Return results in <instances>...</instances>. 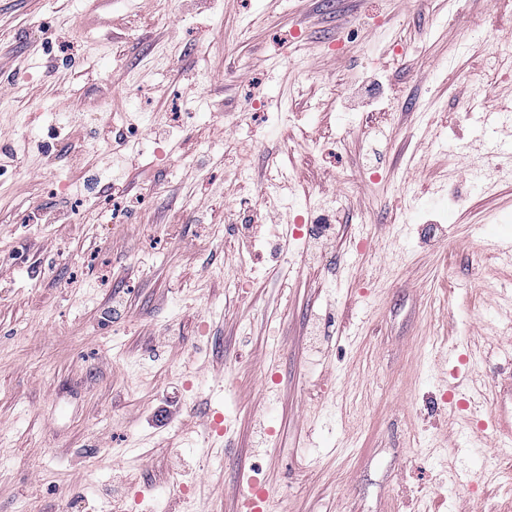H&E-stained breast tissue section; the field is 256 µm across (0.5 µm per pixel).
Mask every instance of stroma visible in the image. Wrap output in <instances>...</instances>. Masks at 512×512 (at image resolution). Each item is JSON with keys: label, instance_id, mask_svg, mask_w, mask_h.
<instances>
[{"label": "stroma", "instance_id": "obj_1", "mask_svg": "<svg viewBox=\"0 0 512 512\" xmlns=\"http://www.w3.org/2000/svg\"><path fill=\"white\" fill-rule=\"evenodd\" d=\"M511 33L512 0H0V512L251 478L270 512H512L446 382L512 376V172L471 177L512 119L457 105L512 89ZM428 123L475 150L414 161Z\"/></svg>", "mask_w": 512, "mask_h": 512}]
</instances>
